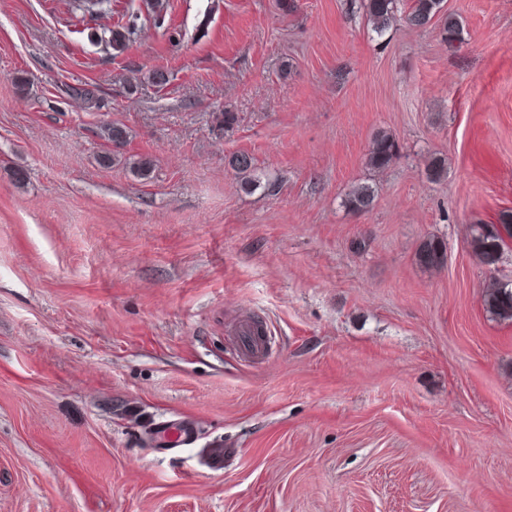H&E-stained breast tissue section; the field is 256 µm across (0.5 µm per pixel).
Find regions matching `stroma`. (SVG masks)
<instances>
[{
    "mask_svg": "<svg viewBox=\"0 0 512 512\" xmlns=\"http://www.w3.org/2000/svg\"><path fill=\"white\" fill-rule=\"evenodd\" d=\"M151 2L0 0V512H512V322L484 302L512 248L468 243L512 224V0H445L452 47L363 0H163L169 28L103 51ZM175 419L195 445L155 440ZM127 14L128 20L124 24L119 25L121 29H106L103 31L104 37L100 36L101 41L112 43V49H119L118 51L123 50L127 41L130 40L131 35L135 33L138 27L140 20L139 14L135 11H131V13H126L123 17L127 16ZM107 32L110 34L108 40L105 38ZM398 154L397 142L388 134L374 137L368 154V162L373 168L383 169L390 165ZM231 168L241 178V184L246 188H251L259 183V178L255 175V167L251 155L245 152L235 154L229 161ZM375 199V191L368 184H356L349 188L345 193L346 206L355 212H365L369 210ZM501 229L489 231L485 224L469 226V242L473 252L482 262L492 265L498 260L501 252L512 245V224H500Z\"/></svg>",
    "mask_w": 512,
    "mask_h": 512,
    "instance_id": "1",
    "label": "stroma"
}]
</instances>
